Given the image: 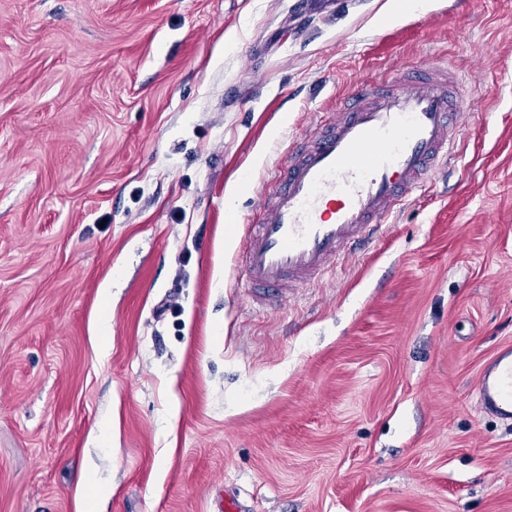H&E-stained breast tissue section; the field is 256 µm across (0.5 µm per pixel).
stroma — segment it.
I'll list each match as a JSON object with an SVG mask.
<instances>
[{
  "instance_id": "obj_1",
  "label": "stroma",
  "mask_w": 512,
  "mask_h": 512,
  "mask_svg": "<svg viewBox=\"0 0 512 512\" xmlns=\"http://www.w3.org/2000/svg\"><path fill=\"white\" fill-rule=\"evenodd\" d=\"M295 2L0 0V512H80L89 471L97 512H512L475 388L512 344V0ZM437 53L473 102L458 158L254 302L291 143Z\"/></svg>"
}]
</instances>
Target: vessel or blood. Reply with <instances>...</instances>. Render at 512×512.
Here are the masks:
<instances>
[{
  "instance_id": "vessel-or-blood-1",
  "label": "vessel or blood",
  "mask_w": 512,
  "mask_h": 512,
  "mask_svg": "<svg viewBox=\"0 0 512 512\" xmlns=\"http://www.w3.org/2000/svg\"><path fill=\"white\" fill-rule=\"evenodd\" d=\"M447 64L367 84L335 118L289 151L261 204L242 259L247 287L282 293L355 253L389 223L455 153L453 118L460 96ZM482 411L512 420V345L501 346L477 378Z\"/></svg>"
}]
</instances>
